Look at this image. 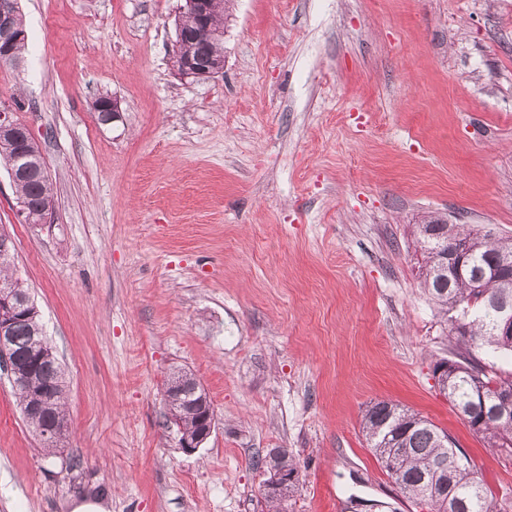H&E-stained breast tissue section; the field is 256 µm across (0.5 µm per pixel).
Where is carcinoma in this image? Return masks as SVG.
Here are the masks:
<instances>
[{
  "label": "carcinoma",
  "mask_w": 512,
  "mask_h": 512,
  "mask_svg": "<svg viewBox=\"0 0 512 512\" xmlns=\"http://www.w3.org/2000/svg\"><path fill=\"white\" fill-rule=\"evenodd\" d=\"M19 149L31 160L42 156L37 143L25 137L17 145L0 146V163H8ZM14 188L17 198L34 209L51 195L49 183L35 179L17 182ZM417 231L425 254L441 239L467 245L465 279L442 282L434 267L425 266L424 291L439 312L449 316L448 335L456 347L454 359H443L435 368L449 362L456 366L443 390L470 430L495 448L512 450V402L503 399L505 393L512 395V371L505 374L476 357L488 350L512 357V336L502 335L498 326L502 310L512 312V268L495 276L491 271L497 258L512 264V236L482 232L467 224H443L439 217L427 219ZM0 282L21 295L29 294L8 266H0ZM10 345L19 367L40 362L42 376L52 384L42 394L15 387L20 403L42 404L40 416L26 419L39 437L56 417L66 416L64 372L57 359H42L48 343L40 325L16 322ZM196 385L194 376L187 375L182 393L170 403L169 412L176 413L175 425L183 436L193 437L201 429L199 415L184 408L185 402L205 395ZM361 428L377 460L407 499L427 504L429 512H493L481 475L447 431L385 400L365 410Z\"/></svg>",
  "instance_id": "carcinoma-1"
}]
</instances>
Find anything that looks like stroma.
<instances>
[{"label":"stroma","mask_w":512,"mask_h":512,"mask_svg":"<svg viewBox=\"0 0 512 512\" xmlns=\"http://www.w3.org/2000/svg\"><path fill=\"white\" fill-rule=\"evenodd\" d=\"M180 5L20 0L0 106L56 213L24 223L0 164V231L69 430L42 455L0 372V512H72L99 485L107 512H269L274 448L298 464L286 512H421L362 436L379 400L447 430L512 512V452L435 381L451 344L416 233L436 214L512 236V0H233L206 82L174 74ZM177 369L215 415L192 452L165 417ZM25 132L30 135L29 129L22 128L20 122L15 116V112L10 108L0 109V140L13 141L18 139L19 133ZM21 148L22 151L28 155L30 160L41 157L42 153L37 143L32 137H23L22 141L17 145L1 144L0 146V163L8 164V161L15 155L17 150Z\"/></svg>","instance_id":"1"}]
</instances>
